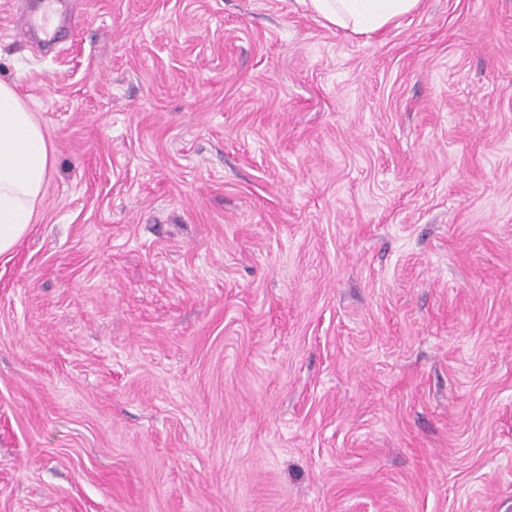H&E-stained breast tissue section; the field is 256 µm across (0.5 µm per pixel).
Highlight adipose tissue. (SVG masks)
Returning <instances> with one entry per match:
<instances>
[{
    "mask_svg": "<svg viewBox=\"0 0 512 512\" xmlns=\"http://www.w3.org/2000/svg\"><path fill=\"white\" fill-rule=\"evenodd\" d=\"M328 24L381 33L416 11L421 0H303ZM52 149L34 112L0 83V255L28 232L52 165Z\"/></svg>",
    "mask_w": 512,
    "mask_h": 512,
    "instance_id": "adipose-tissue-1",
    "label": "adipose tissue"
}]
</instances>
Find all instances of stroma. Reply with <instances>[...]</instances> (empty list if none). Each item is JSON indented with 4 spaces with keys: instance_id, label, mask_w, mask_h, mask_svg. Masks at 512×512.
Returning a JSON list of instances; mask_svg holds the SVG:
<instances>
[{
    "instance_id": "1",
    "label": "stroma",
    "mask_w": 512,
    "mask_h": 512,
    "mask_svg": "<svg viewBox=\"0 0 512 512\" xmlns=\"http://www.w3.org/2000/svg\"><path fill=\"white\" fill-rule=\"evenodd\" d=\"M68 3L0 0V512H512V0ZM328 24L354 33H381L416 11L421 0H302ZM14 24L17 34L23 39H31L33 34L41 30L42 33L49 39H52V35L47 31L48 20L44 16L39 20L35 15L30 12H22L17 8L14 10ZM52 158L35 113L10 85L0 83V255L28 232Z\"/></svg>"
}]
</instances>
